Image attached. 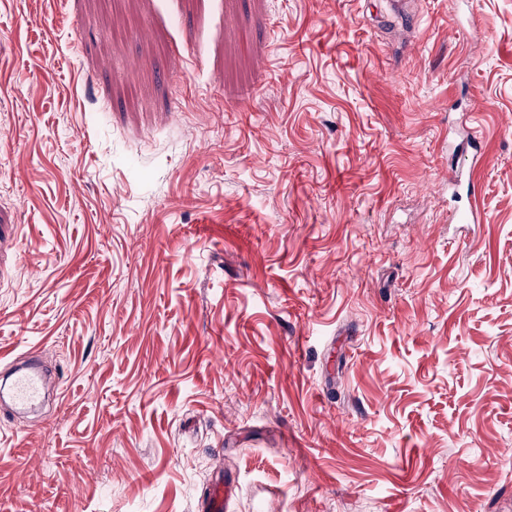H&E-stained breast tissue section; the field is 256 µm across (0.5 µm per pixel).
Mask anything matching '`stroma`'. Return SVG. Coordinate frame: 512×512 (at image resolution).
<instances>
[{"mask_svg":"<svg viewBox=\"0 0 512 512\" xmlns=\"http://www.w3.org/2000/svg\"><path fill=\"white\" fill-rule=\"evenodd\" d=\"M30 351L0 512H512V0H0ZM11 376L9 398L18 407L37 404L48 390V378L34 360L14 362ZM226 493L227 486H225V499H224V481L217 480L209 491L208 495L199 504V512H224L226 509Z\"/></svg>","mask_w":512,"mask_h":512,"instance_id":"1","label":"stroma"}]
</instances>
